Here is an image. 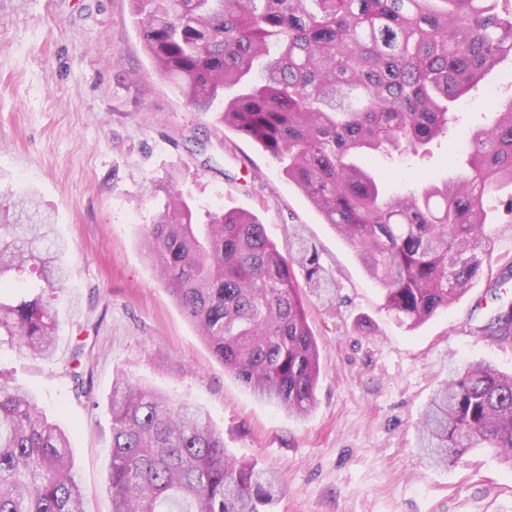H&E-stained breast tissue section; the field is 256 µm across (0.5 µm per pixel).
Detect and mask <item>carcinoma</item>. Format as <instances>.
Instances as JSON below:
<instances>
[{
	"label": "carcinoma",
	"instance_id": "carcinoma-1",
	"mask_svg": "<svg viewBox=\"0 0 512 512\" xmlns=\"http://www.w3.org/2000/svg\"><path fill=\"white\" fill-rule=\"evenodd\" d=\"M156 72L199 112L254 140L356 251L384 306L414 328L464 294L487 252L486 201L512 187V97L489 101L462 180L386 197L361 163L415 156L456 103L512 61L499 0H132ZM237 94L227 99L224 90ZM160 282L213 356L290 414L315 405L319 354L302 293L333 298L314 245L284 256L250 213L200 211L176 189L144 233ZM68 245L27 194L0 205V347L49 360ZM84 345L71 377L85 383ZM112 512H270L267 471L226 454L207 413L112 384ZM418 448L446 466L493 448L512 468V376L475 363L436 391ZM0 512H86L69 439L28 391L0 382Z\"/></svg>",
	"mask_w": 512,
	"mask_h": 512
}]
</instances>
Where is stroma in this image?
<instances>
[{"label": "stroma", "instance_id": "35a3bbf8", "mask_svg": "<svg viewBox=\"0 0 512 512\" xmlns=\"http://www.w3.org/2000/svg\"><path fill=\"white\" fill-rule=\"evenodd\" d=\"M511 72L493 69L458 101V123L428 156L370 158L387 195L453 177L470 134L494 119L488 93ZM172 186L196 205L255 214L280 251L295 233L316 246L336 298L304 299L320 355L307 416L246 389L159 282L141 234ZM28 189L70 246L52 302L56 351L42 361L1 348L0 374L68 432L86 512H112L108 397L119 377L203 407L231 457L277 475L271 512H512V470L495 452L445 467L416 448L450 371L478 361L512 374V335L490 326L512 306V215L488 211L490 255L459 300L417 328L400 324L355 248L274 160L153 73L130 0H0V202ZM78 344L87 396L69 374Z\"/></svg>", "mask_w": 512, "mask_h": 512}]
</instances>
